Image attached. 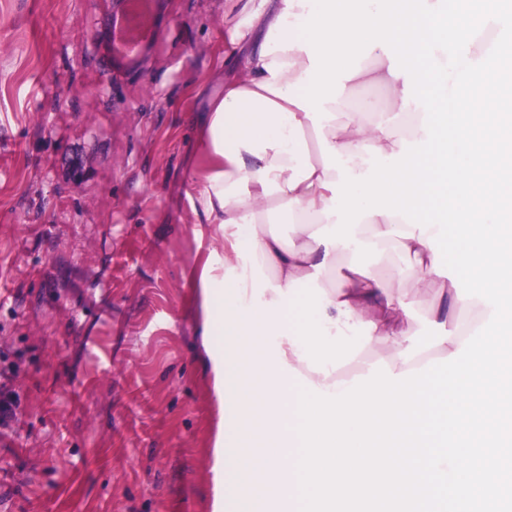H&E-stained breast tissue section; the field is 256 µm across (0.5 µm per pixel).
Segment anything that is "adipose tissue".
<instances>
[{"instance_id": "ef3b65f1", "label": "adipose tissue", "mask_w": 512, "mask_h": 512, "mask_svg": "<svg viewBox=\"0 0 512 512\" xmlns=\"http://www.w3.org/2000/svg\"><path fill=\"white\" fill-rule=\"evenodd\" d=\"M309 9L308 0H274L253 15L247 72L225 82L223 96L210 104L203 129L207 174L194 201L222 237L221 250L202 265L194 286L202 297L204 346L224 395V502L242 501L259 512L297 508V434L285 428L297 394L289 382L344 391L336 374L358 355L347 345L356 326L367 328L365 343L390 345L388 367L396 375L415 369L430 351L456 353L465 341L463 332H448L434 349L415 347L414 302L397 292L404 270L386 285L351 263L337 272L345 246L312 237L335 223L325 211L339 173L326 165L321 145L337 150L355 176L369 168L367 146L395 155L403 141L426 134L423 109L404 104V78L391 74L378 48L350 83L386 88L387 102L363 99L341 121L313 126L298 96L311 65L296 25ZM278 214L294 224L293 235L268 230ZM436 233L432 227L423 236L401 216L375 214L361 219L355 237L381 251L396 245L416 259L422 279L435 273L427 238ZM243 260L267 270V277H231Z\"/></svg>"}]
</instances>
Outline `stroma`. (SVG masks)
<instances>
[{
    "mask_svg": "<svg viewBox=\"0 0 512 512\" xmlns=\"http://www.w3.org/2000/svg\"><path fill=\"white\" fill-rule=\"evenodd\" d=\"M164 2L133 59L111 0H0V512H216L198 131L271 0ZM440 284L402 291L423 348ZM19 407L16 393L6 383L0 385V427H8Z\"/></svg>",
    "mask_w": 512,
    "mask_h": 512,
    "instance_id": "1",
    "label": "stroma"
}]
</instances>
